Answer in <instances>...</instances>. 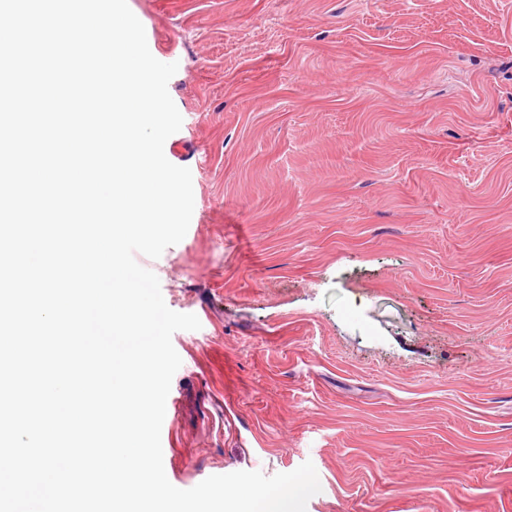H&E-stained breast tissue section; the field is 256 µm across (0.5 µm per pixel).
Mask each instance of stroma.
<instances>
[{
  "label": "stroma",
  "mask_w": 512,
  "mask_h": 512,
  "mask_svg": "<svg viewBox=\"0 0 512 512\" xmlns=\"http://www.w3.org/2000/svg\"><path fill=\"white\" fill-rule=\"evenodd\" d=\"M192 174L154 272L201 327L179 489L312 461L306 512H512V0H128Z\"/></svg>",
  "instance_id": "stroma-1"
}]
</instances>
